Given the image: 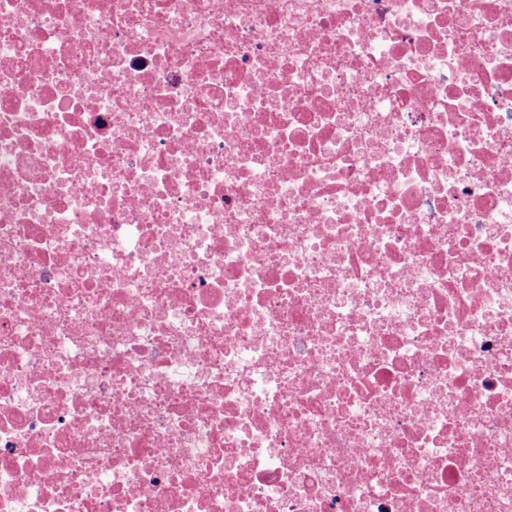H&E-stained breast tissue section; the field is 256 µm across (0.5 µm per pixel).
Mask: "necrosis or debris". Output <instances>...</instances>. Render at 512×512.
Returning <instances> with one entry per match:
<instances>
[{"mask_svg": "<svg viewBox=\"0 0 512 512\" xmlns=\"http://www.w3.org/2000/svg\"><path fill=\"white\" fill-rule=\"evenodd\" d=\"M0 512H512V0H0Z\"/></svg>", "mask_w": 512, "mask_h": 512, "instance_id": "obj_1", "label": "necrosis or debris"}]
</instances>
